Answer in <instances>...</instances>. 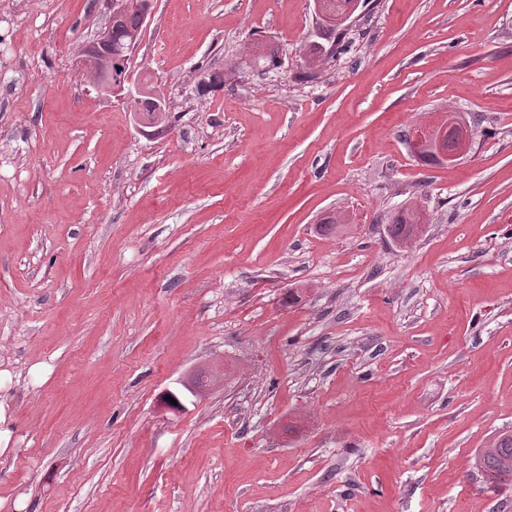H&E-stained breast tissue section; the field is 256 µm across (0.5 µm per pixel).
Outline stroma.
Segmentation results:
<instances>
[{
  "mask_svg": "<svg viewBox=\"0 0 512 512\" xmlns=\"http://www.w3.org/2000/svg\"><path fill=\"white\" fill-rule=\"evenodd\" d=\"M107 15L0 0V512H512L475 467L512 431V0L333 33L314 0H154L145 130L77 64ZM444 112L471 148L419 163ZM137 95L148 96L155 105V112L144 115L142 112L131 111L134 114L135 120L138 124L143 126H153L161 123L166 117V104L160 96L153 90L138 89ZM418 212L416 207L411 206L405 210L396 213L389 221L390 235L394 239H402L401 241H407L411 238L407 237L413 228V224H417ZM407 237V238H406Z\"/></svg>",
  "mask_w": 512,
  "mask_h": 512,
  "instance_id": "obj_1",
  "label": "stroma"
}]
</instances>
